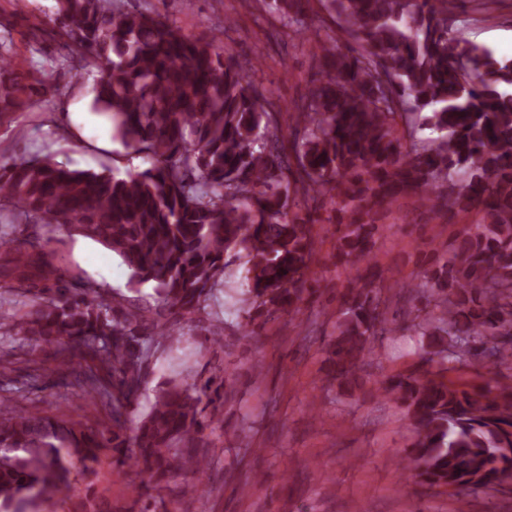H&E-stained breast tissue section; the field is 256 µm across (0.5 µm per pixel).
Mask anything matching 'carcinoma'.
<instances>
[{
    "label": "carcinoma",
    "instance_id": "obj_1",
    "mask_svg": "<svg viewBox=\"0 0 512 512\" xmlns=\"http://www.w3.org/2000/svg\"><path fill=\"white\" fill-rule=\"evenodd\" d=\"M357 43H317L321 69L289 115L250 69L133 0H56L45 32L68 38L72 67H96L92 108L148 167L125 175L70 169L49 156L0 165V335L54 351L72 383L112 406V427L0 405V512L59 500L67 512H114L94 489L103 460L149 473L154 490L211 466L204 431L223 420L224 384L160 381L132 421L155 353L201 322L224 287L234 252L243 260L241 335L255 321L298 317L311 294L314 218L332 203L336 259L370 256L384 206L404 195L482 221L455 236L436 289L414 308L425 354L512 367V58L454 35L456 0H325ZM307 0H269L294 32ZM27 85L0 90V112ZM414 116L434 137L407 151L398 121ZM30 224L75 232L120 256L155 305L94 282L68 286L52 237L23 240L5 228ZM382 289H349L327 348L333 378L355 386L369 339L398 327ZM94 367L70 372L76 359ZM382 394L406 409L414 441L411 477L451 495L512 486V387L467 389L414 372Z\"/></svg>",
    "mask_w": 512,
    "mask_h": 512
}]
</instances>
